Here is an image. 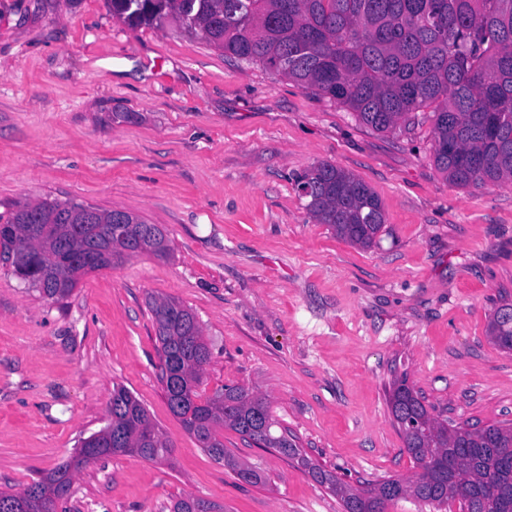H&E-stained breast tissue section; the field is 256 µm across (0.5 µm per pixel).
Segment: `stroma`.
<instances>
[{
	"label": "stroma",
	"mask_w": 512,
	"mask_h": 512,
	"mask_svg": "<svg viewBox=\"0 0 512 512\" xmlns=\"http://www.w3.org/2000/svg\"><path fill=\"white\" fill-rule=\"evenodd\" d=\"M431 110L378 132L354 112L187 36L132 28L108 0H0V215L45 198L122 209L163 227L142 253L91 272L57 303L0 260V489L74 455L128 389L169 462L117 455L74 476L59 512H342L296 463L230 429L263 475L241 481L171 413L150 298L196 314L204 390L267 399L303 454L342 481L416 471L388 396L407 375L439 420L512 425V352L493 344L512 299V183L462 187L433 163ZM328 161L379 196L361 248L316 223L295 175ZM488 335L498 348L512 351V302L504 300L496 308L488 324Z\"/></svg>",
	"instance_id": "1"
}]
</instances>
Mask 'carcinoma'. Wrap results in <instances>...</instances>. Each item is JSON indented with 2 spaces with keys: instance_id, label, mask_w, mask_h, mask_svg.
Wrapping results in <instances>:
<instances>
[{
  "instance_id": "1",
  "label": "carcinoma",
  "mask_w": 512,
  "mask_h": 512,
  "mask_svg": "<svg viewBox=\"0 0 512 512\" xmlns=\"http://www.w3.org/2000/svg\"><path fill=\"white\" fill-rule=\"evenodd\" d=\"M110 2L112 15L131 27H158L172 17L188 36L292 79L378 132L432 105L433 161L450 181H512V0H155L147 10L137 0ZM295 186L317 223L351 244L376 243L385 214L361 179L322 161ZM0 237L18 259L15 275L55 302L84 275L75 262L80 254L93 256V270L144 252L170 256L161 226L123 210L98 209L90 218L76 201L20 206L0 224ZM152 313L170 411L241 480L262 476L224 448L221 429L297 460L340 496L344 512H385L388 502L406 497L437 506L457 501L463 512H512V426L440 422L403 376L389 409L418 472L353 489L301 455L264 398L240 386L203 394L211 352L191 308L162 298ZM488 335L512 351V302L496 308ZM108 413L107 425L71 461L22 492L1 490L0 512H56L71 495L73 471L90 462L120 454L170 460L169 441L130 391L114 387Z\"/></svg>"
}]
</instances>
